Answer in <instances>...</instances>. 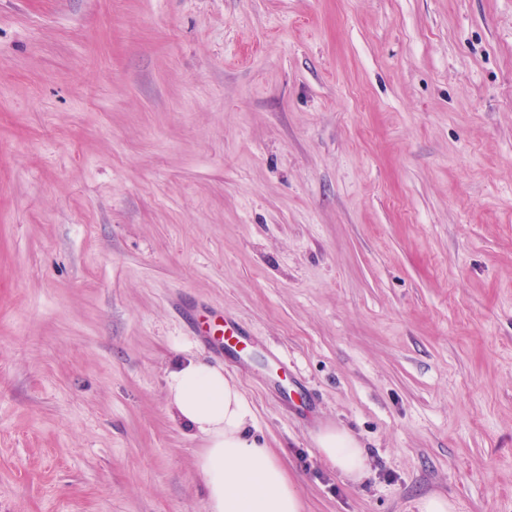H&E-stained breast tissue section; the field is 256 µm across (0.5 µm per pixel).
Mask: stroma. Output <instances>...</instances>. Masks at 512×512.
Returning <instances> with one entry per match:
<instances>
[{
    "mask_svg": "<svg viewBox=\"0 0 512 512\" xmlns=\"http://www.w3.org/2000/svg\"><path fill=\"white\" fill-rule=\"evenodd\" d=\"M185 355L304 512H512V0H0V512H207ZM193 321L200 331V335L207 341L212 343L218 350L226 353H240L249 344V335L233 321L228 318H223L224 329L222 336H212L211 322L209 320H201L198 316H193ZM314 442L320 457L340 474L354 481L365 475L366 450L349 431L336 426L320 429L314 436Z\"/></svg>",
    "mask_w": 512,
    "mask_h": 512,
    "instance_id": "1",
    "label": "stroma"
}]
</instances>
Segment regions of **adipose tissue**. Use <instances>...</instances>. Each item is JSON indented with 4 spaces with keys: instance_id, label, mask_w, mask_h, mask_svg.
Instances as JSON below:
<instances>
[{
    "instance_id": "1",
    "label": "adipose tissue",
    "mask_w": 512,
    "mask_h": 512,
    "mask_svg": "<svg viewBox=\"0 0 512 512\" xmlns=\"http://www.w3.org/2000/svg\"><path fill=\"white\" fill-rule=\"evenodd\" d=\"M175 417L207 446L197 468L209 512H302L301 496L276 457L251 437L254 409L221 368L189 358L167 375ZM320 457L340 474L360 480L365 448L347 430L329 427L314 436Z\"/></svg>"
}]
</instances>
